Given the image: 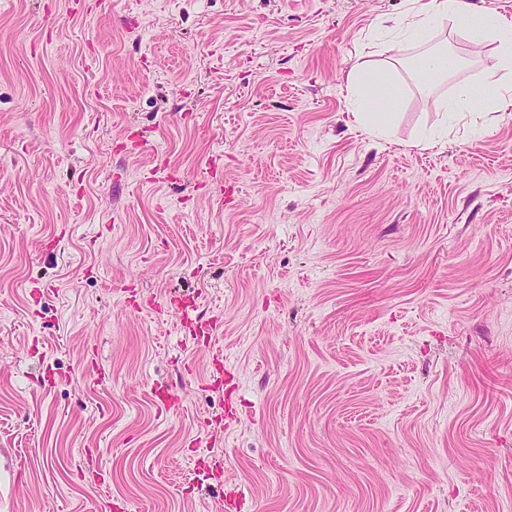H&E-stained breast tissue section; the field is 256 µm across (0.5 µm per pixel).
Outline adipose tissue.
<instances>
[{
  "instance_id": "1",
  "label": "adipose tissue",
  "mask_w": 512,
  "mask_h": 512,
  "mask_svg": "<svg viewBox=\"0 0 512 512\" xmlns=\"http://www.w3.org/2000/svg\"><path fill=\"white\" fill-rule=\"evenodd\" d=\"M451 22L470 44L493 46L492 63L480 98L462 90L449 109L453 112L478 110L492 115L512 109V23L471 9L468 0H409L401 27L391 31V50L424 39L432 21ZM349 96L358 98L353 109L358 123L376 132H386L396 114L399 95L392 73L386 67L367 63L354 66L346 75Z\"/></svg>"
}]
</instances>
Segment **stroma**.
Segmentation results:
<instances>
[{"mask_svg":"<svg viewBox=\"0 0 512 512\" xmlns=\"http://www.w3.org/2000/svg\"><path fill=\"white\" fill-rule=\"evenodd\" d=\"M405 9L0 0V512H512V111ZM462 58L448 53L446 49L437 50L425 56L416 66L415 75L422 87L429 91L439 78L446 77L448 71L458 68ZM349 96L361 97L352 109L356 121L379 133L386 132L396 114L399 95L392 73L386 67L368 62L354 66L346 75Z\"/></svg>","mask_w":512,"mask_h":512,"instance_id":"stroma-1","label":"stroma"}]
</instances>
